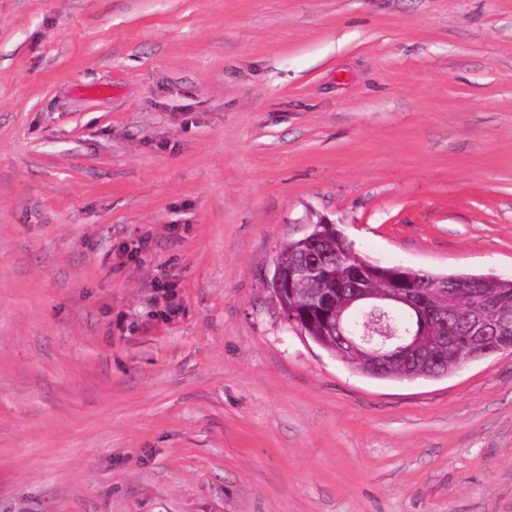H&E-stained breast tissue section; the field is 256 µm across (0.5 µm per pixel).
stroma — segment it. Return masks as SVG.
<instances>
[{
	"instance_id": "1",
	"label": "stroma",
	"mask_w": 512,
	"mask_h": 512,
	"mask_svg": "<svg viewBox=\"0 0 512 512\" xmlns=\"http://www.w3.org/2000/svg\"><path fill=\"white\" fill-rule=\"evenodd\" d=\"M323 217L512 274V0H0V512H512V350L380 380L284 321Z\"/></svg>"
}]
</instances>
